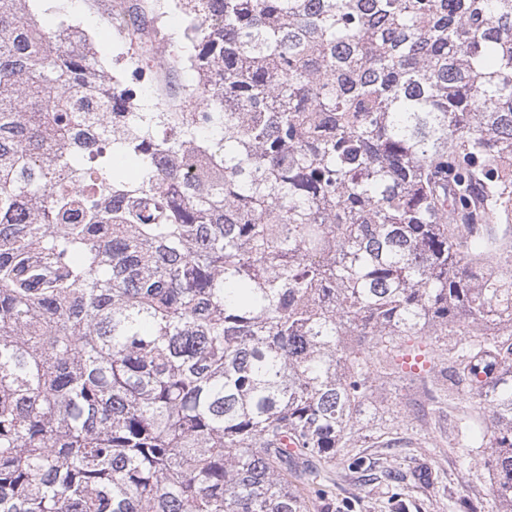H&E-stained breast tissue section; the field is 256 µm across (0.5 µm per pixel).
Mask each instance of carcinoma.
Listing matches in <instances>:
<instances>
[{"label": "carcinoma", "mask_w": 512, "mask_h": 512, "mask_svg": "<svg viewBox=\"0 0 512 512\" xmlns=\"http://www.w3.org/2000/svg\"><path fill=\"white\" fill-rule=\"evenodd\" d=\"M31 2L0 0V512H310L297 463L395 336L469 337L456 454L512 512V0H173L196 81L154 112Z\"/></svg>", "instance_id": "cac0c4a2"}]
</instances>
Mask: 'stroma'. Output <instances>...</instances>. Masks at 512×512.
Returning a JSON list of instances; mask_svg holds the SVG:
<instances>
[{
  "label": "stroma",
  "mask_w": 512,
  "mask_h": 512,
  "mask_svg": "<svg viewBox=\"0 0 512 512\" xmlns=\"http://www.w3.org/2000/svg\"><path fill=\"white\" fill-rule=\"evenodd\" d=\"M36 15L48 27L63 15L82 26L107 66L134 49L133 44L116 39L107 13L95 8L93 0H53L49 9L37 10ZM458 405L441 377L399 375L380 380L368 401L370 415L360 425L361 438L347 442L334 459L319 464L321 472L336 482L335 500L314 502L311 512H343L349 501L354 502L355 512H392L385 485L362 484L348 470L349 458L357 456L383 458L404 471L439 472V482L418 489L416 512H448L449 500L456 497L478 507L488 505L491 482L482 460L461 467L452 448Z\"/></svg>",
  "instance_id": "obj_1"
}]
</instances>
